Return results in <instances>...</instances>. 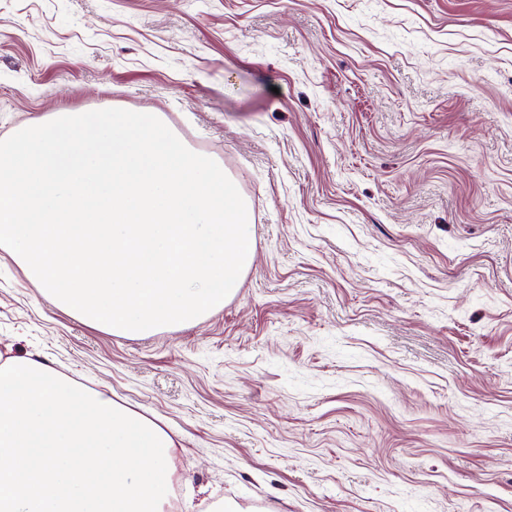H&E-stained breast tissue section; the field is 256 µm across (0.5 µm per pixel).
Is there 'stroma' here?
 <instances>
[{"label": "stroma", "mask_w": 512, "mask_h": 512, "mask_svg": "<svg viewBox=\"0 0 512 512\" xmlns=\"http://www.w3.org/2000/svg\"><path fill=\"white\" fill-rule=\"evenodd\" d=\"M156 112L256 250L116 336L0 247V352L156 420L182 512H512V0H0V138Z\"/></svg>", "instance_id": "1"}]
</instances>
